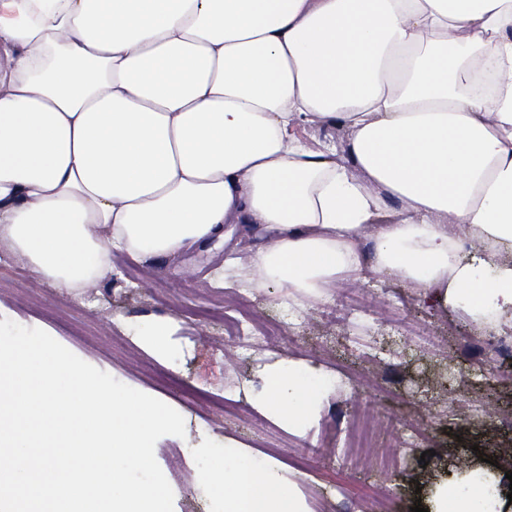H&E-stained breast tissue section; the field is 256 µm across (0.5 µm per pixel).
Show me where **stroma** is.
<instances>
[{"label": "stroma", "instance_id": "stroma-1", "mask_svg": "<svg viewBox=\"0 0 512 512\" xmlns=\"http://www.w3.org/2000/svg\"><path fill=\"white\" fill-rule=\"evenodd\" d=\"M370 239L367 233L360 238L359 270L325 296L300 303L296 316L277 290L247 285L245 266L225 270V256L245 259L271 245V238L246 229L176 259L113 256L111 274L73 292L59 291L38 273L20 277L0 266V319L45 330L82 360L183 416L185 437L166 435L155 445L174 492V512H213L222 499L216 485L223 475L208 464L229 441L275 456L311 512L335 500L355 510L378 500L390 512H410L417 489H430L449 464L466 470L481 458L485 473L500 480L493 460L500 449H512V356L469 347L468 340L498 332L503 324L512 327V313L484 325L462 309L441 308L424 291L375 270ZM221 273L239 283L257 319L298 317L296 336L280 337L273 350L252 354L225 343L223 322H197L193 313L207 306L208 287ZM184 279L193 281L192 291L172 295ZM346 289L368 292L367 320L352 328L337 325L335 335H326L323 309ZM159 321L172 327L166 357L140 346L137 337L144 325ZM284 358L343 379L359 378V388L353 392L343 383L330 390L307 427L288 428L258 402L268 387V368ZM197 389L237 400L240 414L218 416L194 397ZM363 405L399 454L389 472L379 471L374 454H364L354 468L339 447L325 445L337 414ZM475 405L484 410L478 424L471 412Z\"/></svg>", "mask_w": 512, "mask_h": 512}]
</instances>
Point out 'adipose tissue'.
<instances>
[{
  "instance_id": "ef3b65f1",
  "label": "adipose tissue",
  "mask_w": 512,
  "mask_h": 512,
  "mask_svg": "<svg viewBox=\"0 0 512 512\" xmlns=\"http://www.w3.org/2000/svg\"><path fill=\"white\" fill-rule=\"evenodd\" d=\"M241 224L275 240L256 288L323 296L373 224L377 271L512 310V0H0L1 244L70 292ZM321 380L279 361L260 404L303 428ZM498 505L475 475L428 512ZM224 512L308 508L264 456L225 463Z\"/></svg>"
}]
</instances>
